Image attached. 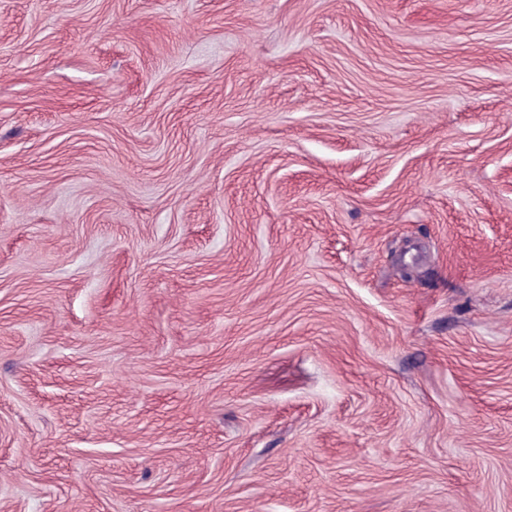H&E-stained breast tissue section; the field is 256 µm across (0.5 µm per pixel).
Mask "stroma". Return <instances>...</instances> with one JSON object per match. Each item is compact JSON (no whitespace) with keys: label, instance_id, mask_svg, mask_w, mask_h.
Segmentation results:
<instances>
[{"label":"stroma","instance_id":"35a3bbf8","mask_svg":"<svg viewBox=\"0 0 512 512\" xmlns=\"http://www.w3.org/2000/svg\"><path fill=\"white\" fill-rule=\"evenodd\" d=\"M0 512H512V0H0Z\"/></svg>","mask_w":512,"mask_h":512}]
</instances>
